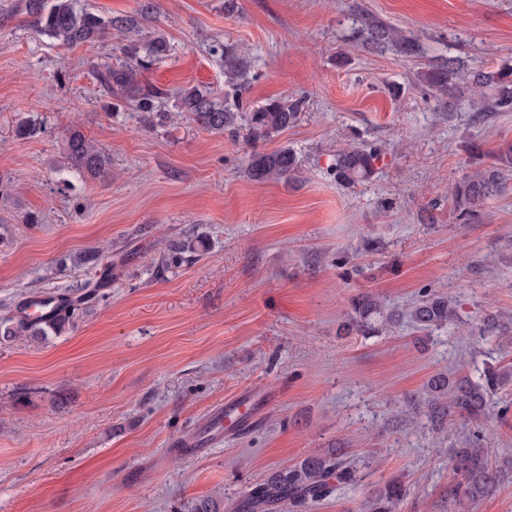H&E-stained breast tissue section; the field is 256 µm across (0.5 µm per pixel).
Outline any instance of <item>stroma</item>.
<instances>
[{
    "mask_svg": "<svg viewBox=\"0 0 512 512\" xmlns=\"http://www.w3.org/2000/svg\"><path fill=\"white\" fill-rule=\"evenodd\" d=\"M155 2L144 33L161 30L171 51L142 78L167 90L171 120L152 128L132 106L102 107L94 71L120 59L119 33L61 47L20 0H0V316L87 278L62 259L99 249L113 264L73 329L0 342V512H190L206 497L237 512L271 472L334 448L359 480L311 512H367L394 478L410 487L396 512H455L466 438L512 460V385L488 399L508 410L495 421L438 428L413 405L435 373L512 364V343L476 328L512 318V190L468 224L449 195L476 168L472 148L512 143V112L447 110L421 75L448 57L465 78L512 66V0ZM366 18L417 38L421 55L365 51ZM227 44L249 64L244 108L302 99L294 126L254 144L178 111L191 86L223 97ZM30 116L47 133L17 137ZM74 126L109 153V182L69 178ZM358 146L381 151L377 170L340 185L335 155ZM284 147L296 179L249 178L252 152ZM192 226L203 255L158 274ZM424 288L455 303L454 321L344 332L354 297L402 308ZM241 395L256 421L211 432Z\"/></svg>",
    "mask_w": 512,
    "mask_h": 512,
    "instance_id": "35a3bbf8",
    "label": "stroma"
}]
</instances>
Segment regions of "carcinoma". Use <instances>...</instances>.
I'll return each instance as SVG.
<instances>
[{
	"instance_id": "cac0c4a2",
	"label": "carcinoma",
	"mask_w": 512,
	"mask_h": 512,
	"mask_svg": "<svg viewBox=\"0 0 512 512\" xmlns=\"http://www.w3.org/2000/svg\"><path fill=\"white\" fill-rule=\"evenodd\" d=\"M28 25L39 34L53 40L58 46L74 44L95 45L111 31L121 32L126 43L120 47L126 61L107 65L96 71L101 91L128 98L140 112L152 119L159 116L157 102L166 92L139 79L141 72L168 56L169 43L162 35L144 42L134 37L143 29V22L152 19L156 5L143 0L135 16L105 17L84 8L80 0H22ZM363 46L372 53L393 50L404 57L416 58L421 54L419 42L386 24L369 20L363 22ZM459 61L453 57L430 65L422 78L427 86L440 95H448V110L467 101L479 112L512 110V68L478 71L469 78L466 87L456 83ZM248 63L234 46H224V77L229 93L220 100L206 87L193 86L181 92L178 111L187 112L193 120L209 132L222 133L242 125L252 143L265 141L274 134L292 126L298 119L300 103L290 100H271L248 112L242 108L239 93L247 84ZM44 132L43 122L26 117L19 120L15 133L22 138H34ZM63 153L70 172L82 179L103 183L112 176L111 159L78 128L69 129L63 139ZM380 153L372 148H357L336 155L334 174L345 185H354L369 178L376 171ZM296 154L283 148L272 153L254 152L247 158V174L257 182L269 179H288L298 171ZM512 171V145L492 156V162L452 187L455 209L465 220L480 215L488 199L506 192L504 173ZM205 250L204 239L192 230L167 246L158 272L163 273L199 256ZM79 264L92 272L91 277L73 288L60 293V309L49 316H32L28 309L31 301L20 303L16 313L0 319V342L26 336L45 339L59 336L76 323L100 288L112 281V265L103 263L98 252H84ZM413 323L421 330L453 321L456 310L447 296L425 289L409 310ZM400 314L386 308L373 295H359L352 299L347 330L363 336L388 330L398 322ZM482 336L512 337V325L495 316L486 317L478 327ZM512 382L511 367H490L476 381L468 377L456 379L453 372L440 373L428 384V395L417 405L436 425L446 423L448 417L459 415L485 419L488 395ZM455 470L459 481L451 490L461 507L483 497L497 488L507 465L494 467L485 449L459 448L455 452ZM357 470L342 455L311 453L291 468L269 474L263 482L249 492L244 508L248 512H269L281 507L286 512H306V509L329 498L338 484H354ZM409 494L399 479L387 482L378 489L368 503L369 512H395Z\"/></svg>"
}]
</instances>
